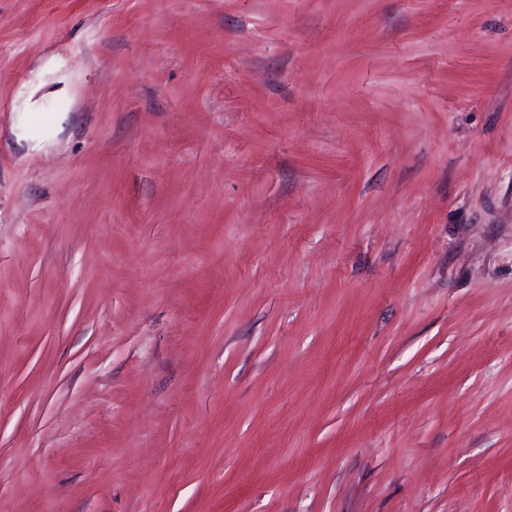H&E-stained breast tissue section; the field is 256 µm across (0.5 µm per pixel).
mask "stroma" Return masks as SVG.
Here are the masks:
<instances>
[{"instance_id": "35a3bbf8", "label": "stroma", "mask_w": 512, "mask_h": 512, "mask_svg": "<svg viewBox=\"0 0 512 512\" xmlns=\"http://www.w3.org/2000/svg\"><path fill=\"white\" fill-rule=\"evenodd\" d=\"M0 512H512V0H0Z\"/></svg>"}]
</instances>
